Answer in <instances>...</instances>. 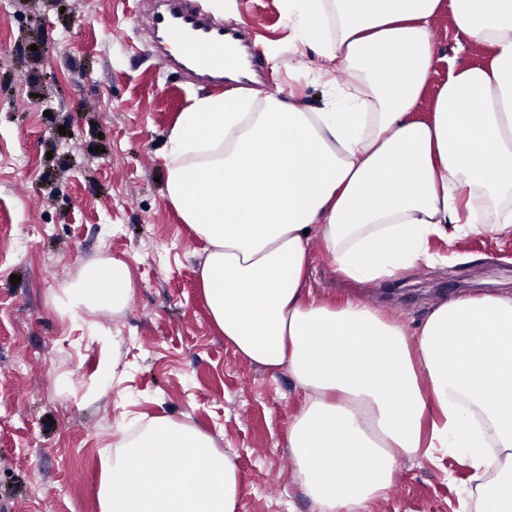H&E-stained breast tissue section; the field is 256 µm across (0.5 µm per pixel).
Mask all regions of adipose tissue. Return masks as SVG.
<instances>
[{"label":"adipose tissue","mask_w":512,"mask_h":512,"mask_svg":"<svg viewBox=\"0 0 512 512\" xmlns=\"http://www.w3.org/2000/svg\"><path fill=\"white\" fill-rule=\"evenodd\" d=\"M293 51L339 61L321 107L257 102L246 90L195 94L168 138L167 197L204 239L203 298L236 355L288 371L304 401L288 446L318 512H366L400 458L448 449L476 475L512 459V296L435 303L415 331L363 302L307 286L320 241L351 282L436 264L433 239L512 234V0H284ZM452 8L489 61H448L417 117ZM121 260L87 267L72 314H120ZM103 512H239L232 457L166 417L115 433Z\"/></svg>","instance_id":"adipose-tissue-1"}]
</instances>
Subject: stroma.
Listing matches in <instances>:
<instances>
[{"label":"stroma","mask_w":512,"mask_h":512,"mask_svg":"<svg viewBox=\"0 0 512 512\" xmlns=\"http://www.w3.org/2000/svg\"><path fill=\"white\" fill-rule=\"evenodd\" d=\"M247 27L258 99L317 106L322 59L293 53L282 0H188ZM146 0H0V512H101L103 455L117 428L168 417L234 457L239 512H314L287 444L302 397L288 372L236 356L199 289L205 244L171 206L165 144L193 93H222L149 50ZM434 42L469 64L451 12ZM444 265L357 285L312 243L317 299L368 301L415 330L439 298L512 295V237L431 243ZM125 261L121 314L76 318L57 298L90 265ZM19 276L11 284V276ZM485 489L468 459H401L368 512H474Z\"/></svg>","instance_id":"stroma-1"}]
</instances>
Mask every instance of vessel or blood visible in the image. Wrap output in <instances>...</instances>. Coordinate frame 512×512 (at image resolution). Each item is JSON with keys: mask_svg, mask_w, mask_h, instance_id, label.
I'll list each match as a JSON object with an SVG mask.
<instances>
[{"mask_svg": "<svg viewBox=\"0 0 512 512\" xmlns=\"http://www.w3.org/2000/svg\"><path fill=\"white\" fill-rule=\"evenodd\" d=\"M148 38L159 49L178 46L174 65L218 84L223 83L225 71L236 68L237 47H245L251 55L256 52L240 23L203 16L190 9L186 0H164L151 18Z\"/></svg>", "mask_w": 512, "mask_h": 512, "instance_id": "1", "label": "vessel or blood"}]
</instances>
